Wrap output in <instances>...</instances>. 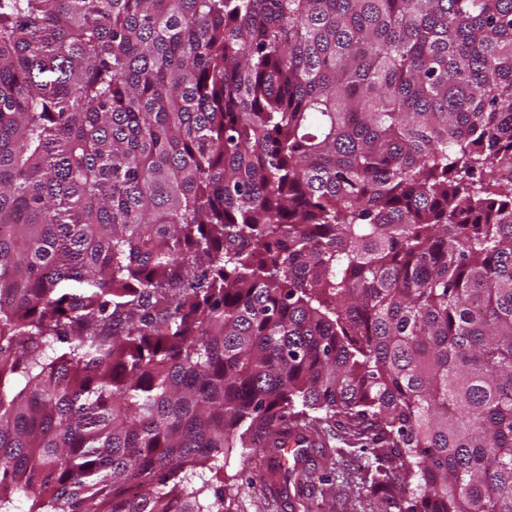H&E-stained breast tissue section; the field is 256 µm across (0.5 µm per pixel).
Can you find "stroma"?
I'll list each match as a JSON object with an SVG mask.
<instances>
[{
  "mask_svg": "<svg viewBox=\"0 0 512 512\" xmlns=\"http://www.w3.org/2000/svg\"><path fill=\"white\" fill-rule=\"evenodd\" d=\"M335 473L297 488L277 472L272 454L249 458L233 451L224 465V483L237 490L233 512H378L380 503L370 496L362 480L367 458L353 447L348 430L331 427Z\"/></svg>",
  "mask_w": 512,
  "mask_h": 512,
  "instance_id": "1",
  "label": "stroma"
}]
</instances>
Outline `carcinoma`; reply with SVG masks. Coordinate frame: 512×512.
<instances>
[{
  "label": "carcinoma",
  "instance_id": "1",
  "mask_svg": "<svg viewBox=\"0 0 512 512\" xmlns=\"http://www.w3.org/2000/svg\"><path fill=\"white\" fill-rule=\"evenodd\" d=\"M512 0H0V512H231L337 420L383 512H512Z\"/></svg>",
  "mask_w": 512,
  "mask_h": 512
}]
</instances>
